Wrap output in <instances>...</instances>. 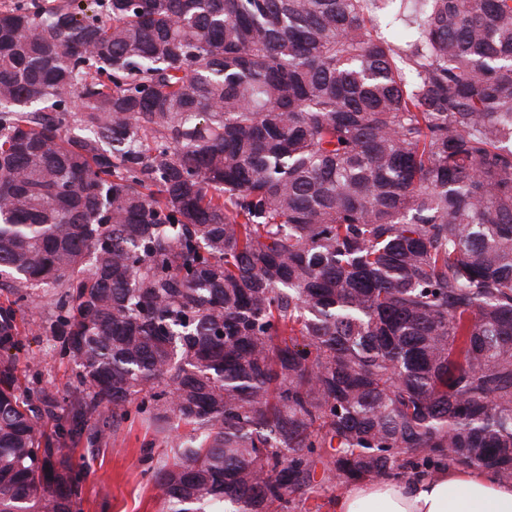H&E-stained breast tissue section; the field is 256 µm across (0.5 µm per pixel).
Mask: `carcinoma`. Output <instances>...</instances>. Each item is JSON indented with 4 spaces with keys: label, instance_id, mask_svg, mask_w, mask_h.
<instances>
[{
    "label": "carcinoma",
    "instance_id": "carcinoma-1",
    "mask_svg": "<svg viewBox=\"0 0 512 512\" xmlns=\"http://www.w3.org/2000/svg\"><path fill=\"white\" fill-rule=\"evenodd\" d=\"M2 282L0 512H82L60 439L137 418L190 429L161 512L512 480V0H11ZM50 296L34 298L24 308L28 322V366H19L21 388L44 389L54 394L62 405L78 395L73 365L61 362L53 349V341L44 332L51 309ZM69 408V407H66Z\"/></svg>",
    "mask_w": 512,
    "mask_h": 512
}]
</instances>
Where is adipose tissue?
I'll return each instance as SVG.
<instances>
[{
  "mask_svg": "<svg viewBox=\"0 0 512 512\" xmlns=\"http://www.w3.org/2000/svg\"><path fill=\"white\" fill-rule=\"evenodd\" d=\"M332 512H512V481L479 468L352 483Z\"/></svg>",
  "mask_w": 512,
  "mask_h": 512,
  "instance_id": "1",
  "label": "adipose tissue"
}]
</instances>
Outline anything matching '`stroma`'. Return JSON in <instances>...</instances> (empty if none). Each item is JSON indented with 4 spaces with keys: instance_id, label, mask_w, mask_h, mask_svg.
I'll return each instance as SVG.
<instances>
[{
    "instance_id": "35a3bbf8",
    "label": "stroma",
    "mask_w": 512,
    "mask_h": 512,
    "mask_svg": "<svg viewBox=\"0 0 512 512\" xmlns=\"http://www.w3.org/2000/svg\"><path fill=\"white\" fill-rule=\"evenodd\" d=\"M51 300L40 297L24 308L29 362L20 366L22 386L43 389L68 404L77 394L71 364L59 360L44 332ZM166 453L162 436L152 423L123 421L110 428L100 443L80 439L72 451L76 465L85 467L83 512H160L162 493L152 473Z\"/></svg>"
}]
</instances>
